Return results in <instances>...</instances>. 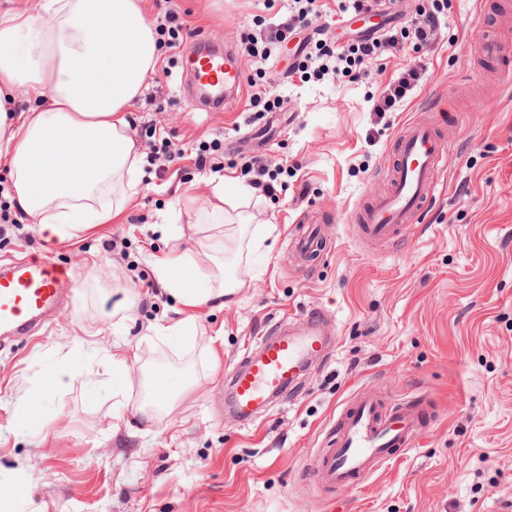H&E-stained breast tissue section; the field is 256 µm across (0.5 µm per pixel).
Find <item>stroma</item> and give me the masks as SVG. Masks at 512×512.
Listing matches in <instances>:
<instances>
[{
  "label": "stroma",
  "mask_w": 512,
  "mask_h": 512,
  "mask_svg": "<svg viewBox=\"0 0 512 512\" xmlns=\"http://www.w3.org/2000/svg\"><path fill=\"white\" fill-rule=\"evenodd\" d=\"M169 4L196 37L233 47L245 77L281 103L252 122L242 98L198 109L181 80L186 52L166 49L130 110L131 134L144 147L159 129L178 146L215 151L225 196L252 155L282 165L286 189L241 206L250 233L241 240L212 209L210 171L184 161L161 177L146 163L119 222L64 243L32 224L0 233V265L40 257L71 268L66 302L39 337L0 345V488L23 490L0 497V512H512V96H494L496 70L472 78L482 39L512 43V0H449L433 49L404 46L352 82L295 84L285 79L292 44L262 63L244 51L246 36L287 17L289 0H152V17ZM416 65L426 74L415 93L399 111L374 113L391 76ZM422 119L453 136L436 198L394 240L362 242L356 213L384 189L402 129ZM174 210L172 235L161 222ZM315 221L324 248L306 264L292 237ZM203 236L223 246L236 293L196 310V339L155 336V325L186 315L155 260ZM313 307L337 335L325 361L296 399L242 424L225 374L272 324ZM118 345L137 357L123 378L109 360ZM148 380L167 409L151 425L137 411ZM361 392L417 407L423 427L362 484L319 487L312 460ZM31 396L42 423L23 429L17 416Z\"/></svg>",
  "instance_id": "stroma-1"
}]
</instances>
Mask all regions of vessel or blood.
<instances>
[{
  "label": "vessel or blood",
  "instance_id": "b4317fda",
  "mask_svg": "<svg viewBox=\"0 0 512 512\" xmlns=\"http://www.w3.org/2000/svg\"><path fill=\"white\" fill-rule=\"evenodd\" d=\"M188 71L206 111L224 109V92L241 91L244 75L219 48L199 39L188 58ZM445 144L424 124L405 127L398 138V159L384 193L358 214L357 231L366 241L393 240L403 224L423 214L434 197L439 175L448 166ZM67 266L37 259L16 263L0 272V334L30 335L36 318L60 302ZM301 332L273 324L255 352L249 353L229 378L228 397L243 423L266 411L272 396L294 392L297 378L309 364L323 359L329 338L319 309L308 311ZM421 429L409 407H386L371 394L354 397L334 427L336 441L313 463L314 476L327 487L354 486L386 462L394 449L409 447Z\"/></svg>",
  "mask_w": 512,
  "mask_h": 512
}]
</instances>
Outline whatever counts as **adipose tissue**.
Here are the masks:
<instances>
[{"instance_id":"obj_1","label":"adipose tissue","mask_w":512,"mask_h":512,"mask_svg":"<svg viewBox=\"0 0 512 512\" xmlns=\"http://www.w3.org/2000/svg\"><path fill=\"white\" fill-rule=\"evenodd\" d=\"M160 56L148 0H40L35 11L17 0L0 11V170L41 236L71 240L125 213L143 160L128 111ZM19 93L29 105L17 111ZM198 247L155 261L167 291L191 310L228 294L223 258L208 239ZM197 271L203 287H188Z\"/></svg>"}]
</instances>
